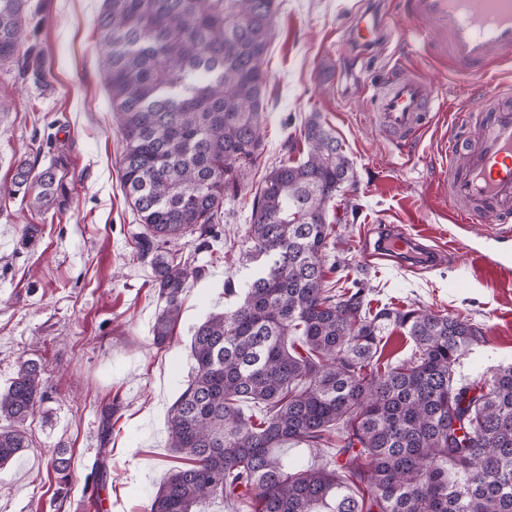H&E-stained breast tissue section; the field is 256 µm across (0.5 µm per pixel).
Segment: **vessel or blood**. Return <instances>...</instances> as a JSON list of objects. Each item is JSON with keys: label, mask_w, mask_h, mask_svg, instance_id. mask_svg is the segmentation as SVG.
Segmentation results:
<instances>
[{"label": "vessel or blood", "mask_w": 512, "mask_h": 512, "mask_svg": "<svg viewBox=\"0 0 512 512\" xmlns=\"http://www.w3.org/2000/svg\"><path fill=\"white\" fill-rule=\"evenodd\" d=\"M406 31L413 39L443 37L461 72L478 75L492 65L512 62V0H406ZM387 29L378 17L364 15L344 33L367 50ZM486 120L474 147L453 138L444 149L448 169V203L459 225L490 224L494 238L512 236V107L496 100L512 90L496 82L485 85ZM384 131L412 145L437 100L425 81L392 71L372 94Z\"/></svg>", "instance_id": "obj_1"}]
</instances>
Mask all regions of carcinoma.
<instances>
[{
	"instance_id": "1",
	"label": "carcinoma",
	"mask_w": 512,
	"mask_h": 512,
	"mask_svg": "<svg viewBox=\"0 0 512 512\" xmlns=\"http://www.w3.org/2000/svg\"><path fill=\"white\" fill-rule=\"evenodd\" d=\"M29 0H0V63L46 73L25 34ZM275 0H104L96 30L122 143L126 195L145 233L162 307L153 339H171L191 256L163 250L186 235L219 238L224 193L262 153ZM307 152L268 173L247 229L252 281L230 311L194 331L193 372L170 410L181 460L148 512H512V363L467 379L455 367L486 343L469 319L371 309L363 288L323 277L330 202L354 182L343 144L313 113ZM16 166L3 194L29 209L65 202L59 165ZM415 348L380 362L383 336ZM46 396L26 361L0 392V468L28 447L27 420ZM249 403L262 412L246 414ZM306 445L314 463L283 457Z\"/></svg>"
}]
</instances>
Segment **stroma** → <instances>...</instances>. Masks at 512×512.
<instances>
[{"instance_id":"stroma-1","label":"stroma","mask_w":512,"mask_h":512,"mask_svg":"<svg viewBox=\"0 0 512 512\" xmlns=\"http://www.w3.org/2000/svg\"><path fill=\"white\" fill-rule=\"evenodd\" d=\"M103 0H30L26 32L44 54V79L19 78L0 65V188L18 160L61 162L68 199L44 213L12 200L0 213V390L19 365L44 369L46 397L25 428L29 446L0 469V512H147L178 458L168 447L167 416L191 370L190 341L210 312L232 309L224 282L248 280L245 234L255 196L271 166L306 155L300 127L318 113L341 140L354 190L330 204L324 271L342 288L361 282L372 308H420L479 324L486 342L457 365L456 378L512 363V274L490 270L491 252L512 253V239L463 231L448 219L441 150L449 137L479 125L484 84L456 71L437 46L391 39L365 55L342 49L339 30L382 9L403 23L402 0H277L266 59L264 151L224 198L213 251L192 239L169 243L191 253L201 276L183 294L174 337L153 342L160 308L152 270L138 260L142 230L121 183L122 150L99 70L96 20ZM431 83L439 104L411 148L374 122L363 83L393 66ZM442 250L429 268L368 261L367 248L394 227ZM111 430H104V423ZM70 461L68 483L49 463L54 449Z\"/></svg>"}]
</instances>
